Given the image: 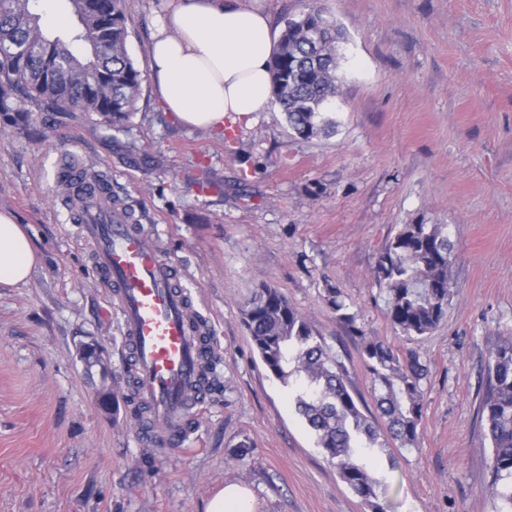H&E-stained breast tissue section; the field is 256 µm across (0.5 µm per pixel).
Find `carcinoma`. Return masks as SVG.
Here are the masks:
<instances>
[{"label": "carcinoma", "mask_w": 512, "mask_h": 512, "mask_svg": "<svg viewBox=\"0 0 512 512\" xmlns=\"http://www.w3.org/2000/svg\"><path fill=\"white\" fill-rule=\"evenodd\" d=\"M77 24L50 36L40 24L38 0H0V121L24 126L31 113L48 117L87 112L114 127L135 111L144 79L128 47L125 0H65ZM336 23L310 9L286 20L272 58V101L301 139L331 124L323 111L338 91L336 39L316 40L309 29ZM453 245L443 224H405L380 253L377 277L385 288L392 327L425 336L443 320L451 292ZM336 319L359 339L379 416L392 439L415 444L421 419L424 368L400 359L393 346L364 335L339 288L327 289ZM243 323L264 366L296 386L295 410L317 447L336 463L341 479L366 512H388L381 480L362 454L383 448L375 418L355 400L347 369L278 289L265 285L247 302ZM480 423L491 448L486 491L512 512V339L502 340L487 367Z\"/></svg>", "instance_id": "carcinoma-1"}]
</instances>
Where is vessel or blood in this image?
I'll return each mask as SVG.
<instances>
[{"instance_id": "obj_1", "label": "vessel or blood", "mask_w": 512, "mask_h": 512, "mask_svg": "<svg viewBox=\"0 0 512 512\" xmlns=\"http://www.w3.org/2000/svg\"><path fill=\"white\" fill-rule=\"evenodd\" d=\"M79 229L122 322L134 388L146 417L141 442L181 447L207 400L214 348L174 285L176 269L161 259L152 232L129 224L123 210L96 196L80 198Z\"/></svg>"}]
</instances>
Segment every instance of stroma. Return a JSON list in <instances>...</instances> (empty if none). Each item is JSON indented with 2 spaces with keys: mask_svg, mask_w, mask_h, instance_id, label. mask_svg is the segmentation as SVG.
<instances>
[{
  "mask_svg": "<svg viewBox=\"0 0 512 512\" xmlns=\"http://www.w3.org/2000/svg\"><path fill=\"white\" fill-rule=\"evenodd\" d=\"M168 4L126 0L140 68ZM261 5L278 32L313 8L341 29L334 133L299 139L272 104L189 128L148 78L121 129L76 112L44 138L0 130V210L39 254L24 283L0 285V512H205L232 483L251 491L252 512H365L242 322L265 284L341 355L366 415L372 380L328 286L366 336L424 366L416 445L375 451L389 512H497L478 408L492 354L512 338V0ZM69 162L104 175L152 227L209 325L219 390L186 452L136 437L120 317L57 181ZM406 224L447 225L453 244L446 317L421 337L395 331L375 278ZM88 345L104 368H85Z\"/></svg>",
  "mask_w": 512,
  "mask_h": 512,
  "instance_id": "stroma-1",
  "label": "stroma"
}]
</instances>
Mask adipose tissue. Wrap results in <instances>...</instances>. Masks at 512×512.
<instances>
[{
    "mask_svg": "<svg viewBox=\"0 0 512 512\" xmlns=\"http://www.w3.org/2000/svg\"><path fill=\"white\" fill-rule=\"evenodd\" d=\"M275 45L258 7L170 0L152 33L149 72L166 112L182 124L212 129L227 114L242 118L265 110ZM37 260L14 214L0 211V284L25 282Z\"/></svg>",
    "mask_w": 512,
    "mask_h": 512,
    "instance_id": "adipose-tissue-1",
    "label": "adipose tissue"
}]
</instances>
